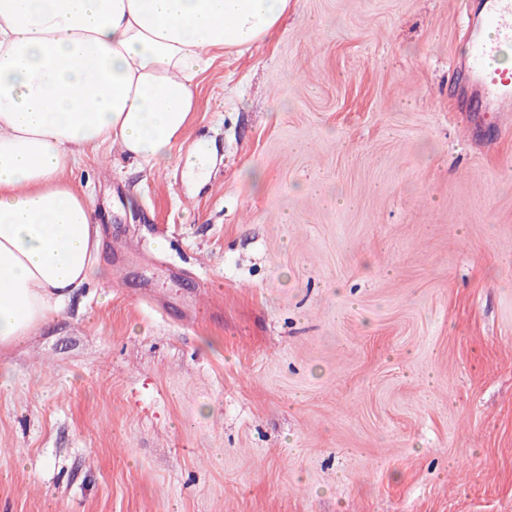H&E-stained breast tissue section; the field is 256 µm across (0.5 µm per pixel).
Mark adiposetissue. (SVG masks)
<instances>
[{
  "label": "adipose tissue",
  "mask_w": 512,
  "mask_h": 512,
  "mask_svg": "<svg viewBox=\"0 0 512 512\" xmlns=\"http://www.w3.org/2000/svg\"><path fill=\"white\" fill-rule=\"evenodd\" d=\"M289 0H0V352L59 317L100 276L101 227L65 174L76 147L119 145L200 176L183 149L196 79L276 29Z\"/></svg>",
  "instance_id": "1"
}]
</instances>
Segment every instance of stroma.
Instances as JSON below:
<instances>
[{
	"instance_id": "35a3bbf8",
	"label": "stroma",
	"mask_w": 512,
	"mask_h": 512,
	"mask_svg": "<svg viewBox=\"0 0 512 512\" xmlns=\"http://www.w3.org/2000/svg\"><path fill=\"white\" fill-rule=\"evenodd\" d=\"M467 28L290 0L198 78L204 182L67 172L112 276L0 363V512H512V130Z\"/></svg>"
}]
</instances>
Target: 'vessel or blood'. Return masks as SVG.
I'll return each instance as SVG.
<instances>
[{
  "instance_id": "vessel-or-blood-1",
  "label": "vessel or blood",
  "mask_w": 512,
  "mask_h": 512,
  "mask_svg": "<svg viewBox=\"0 0 512 512\" xmlns=\"http://www.w3.org/2000/svg\"><path fill=\"white\" fill-rule=\"evenodd\" d=\"M471 51L458 64L471 89L496 105L500 123L512 121V73L498 65L500 47L512 43V0H471Z\"/></svg>"
}]
</instances>
